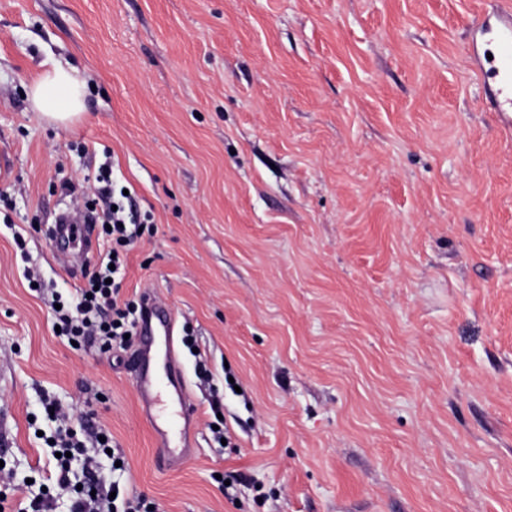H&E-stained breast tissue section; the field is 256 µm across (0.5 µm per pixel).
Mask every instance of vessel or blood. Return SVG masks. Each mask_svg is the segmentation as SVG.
I'll return each mask as SVG.
<instances>
[{"mask_svg":"<svg viewBox=\"0 0 512 512\" xmlns=\"http://www.w3.org/2000/svg\"><path fill=\"white\" fill-rule=\"evenodd\" d=\"M471 56L486 85L494 111L512 109V0H499L494 16L473 30ZM147 312L137 329L133 378L144 418L151 424L160 466L188 457L186 434L179 421H191L195 407L183 383L174 351H167L163 369H156L151 352L158 334L172 335L174 321L155 295H148Z\"/></svg>","mask_w":512,"mask_h":512,"instance_id":"vessel-or-blood-1","label":"vessel or blood"}]
</instances>
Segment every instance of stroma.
<instances>
[{
  "label": "stroma",
  "mask_w": 512,
  "mask_h": 512,
  "mask_svg": "<svg viewBox=\"0 0 512 512\" xmlns=\"http://www.w3.org/2000/svg\"><path fill=\"white\" fill-rule=\"evenodd\" d=\"M496 2L0 0V464L20 496L53 483L50 398L111 434L156 512H512V132L469 54ZM55 61L86 84L66 126L24 97ZM105 162L155 223L123 296L175 315L197 407L172 469L128 348L53 331L84 278L45 230L76 208L62 182Z\"/></svg>",
  "instance_id": "stroma-1"
}]
</instances>
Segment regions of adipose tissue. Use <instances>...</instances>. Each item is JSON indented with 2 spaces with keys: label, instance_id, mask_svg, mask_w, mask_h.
I'll return each instance as SVG.
<instances>
[{
  "label": "adipose tissue",
  "instance_id": "adipose-tissue-1",
  "mask_svg": "<svg viewBox=\"0 0 512 512\" xmlns=\"http://www.w3.org/2000/svg\"><path fill=\"white\" fill-rule=\"evenodd\" d=\"M85 83L75 68L56 63L30 85L28 97L33 111L50 124H67L85 110Z\"/></svg>",
  "mask_w": 512,
  "mask_h": 512
}]
</instances>
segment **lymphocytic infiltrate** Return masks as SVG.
Masks as SVG:
<instances>
[{"label":"lymphocytic infiltrate","mask_w":512,"mask_h":512,"mask_svg":"<svg viewBox=\"0 0 512 512\" xmlns=\"http://www.w3.org/2000/svg\"><path fill=\"white\" fill-rule=\"evenodd\" d=\"M98 185L84 208L100 224L102 238L108 244L85 273V285L76 297L54 312V323L61 335L77 344L96 346L101 353H109L116 341L134 334L141 304L120 296L122 274L127 252L144 234L152 233L150 213L140 210L134 202L116 200L111 172L101 168ZM54 420L60 421L53 438L59 456L55 460V489L42 492L32 499L16 498L10 475H0V512H54L57 494L74 492L70 512H156L152 501L142 494L129 493L119 482L108 479L100 459L109 449V442L101 438V430L87 423L72 427L73 413L64 411L57 402L45 404ZM94 448V455H86V448ZM83 457V482L74 487L71 477V457Z\"/></svg>","instance_id":"obj_1"}]
</instances>
